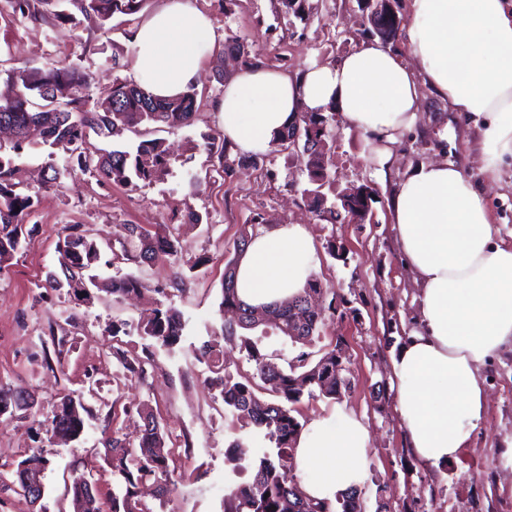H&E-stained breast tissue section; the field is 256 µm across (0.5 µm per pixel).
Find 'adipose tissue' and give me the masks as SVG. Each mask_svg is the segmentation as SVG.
Returning <instances> with one entry per match:
<instances>
[{"instance_id": "ef3b65f1", "label": "adipose tissue", "mask_w": 512, "mask_h": 512, "mask_svg": "<svg viewBox=\"0 0 512 512\" xmlns=\"http://www.w3.org/2000/svg\"><path fill=\"white\" fill-rule=\"evenodd\" d=\"M409 2L413 65L372 39L332 64L313 62L293 74L253 67L229 78L214 109L233 152L268 150L298 110L332 109L386 171L428 89L473 120L474 149L495 174L512 157V0ZM129 41L134 82L172 98L195 86L215 28L197 0H160ZM386 208L418 290V327L392 358L397 408L417 461L436 466L470 444L485 415L481 370L512 347V244L500 238L483 191L452 162L408 168ZM313 255L301 225L261 230L238 264L240 298L261 305L297 294ZM369 444L367 427L344 406L312 419L295 449L306 494L332 502L360 486Z\"/></svg>"}]
</instances>
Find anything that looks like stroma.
I'll return each mask as SVG.
<instances>
[{
	"label": "stroma",
	"mask_w": 512,
	"mask_h": 512,
	"mask_svg": "<svg viewBox=\"0 0 512 512\" xmlns=\"http://www.w3.org/2000/svg\"><path fill=\"white\" fill-rule=\"evenodd\" d=\"M312 10L297 18L275 9L272 0H198L215 22L217 41L208 53L196 87L195 121L183 128L157 131L171 153L169 171L151 184L123 185L101 179L95 172H76L51 182L52 167H64L63 156L49 158L46 146L23 145L12 151V137L0 134L4 157L10 158L15 178L33 195L35 204L23 222L33 236L0 270V386L24 392L33 407L20 419L0 423V465L13 468L22 458L41 452L49 461L44 495L30 504L11 492H0V512H73L70 470L90 475L103 501L112 498V472L103 460L102 442L119 434L137 443L139 418L125 407L146 403L158 417L180 476L165 501L149 499L161 512H224L227 486L249 480V460L228 462L224 452L238 436L252 448L268 440L243 421L225 416L218 389L207 377L196 349L213 339L224 321L220 307L224 258L233 249L244 224L262 214L267 226L300 224L315 252L311 269L324 299H346L358 318L327 317L312 345L292 344L273 326H262L250 337L273 362L284 364L301 351L317 360L337 336L347 347L346 375L351 389L341 401L317 399L304 403V419L330 414L345 405L359 416L370 433V469L362 485L367 512H375L377 487L388 484L394 512H512V467L504 462V445L512 439V349H504L482 370L487 392L485 417L468 448L439 466L425 467L415 459L405 439L394 393L371 397L373 384L390 381L391 361L416 327L417 290L399 258L395 232L389 222L386 198L397 177L411 165L445 159L464 166L482 187L502 238L512 237V163L497 178L484 175L479 156L470 148L473 128L458 119L446 102L424 92L415 128L397 148V163L386 180H377V161L364 158V141L355 130L337 126L336 141L327 155V171L337 188L367 184L377 193L370 221L330 224L303 205L300 192L307 176L302 161L284 153L269 155L257 169L223 164L218 153L203 147L206 138L221 134L215 101L224 94L223 76L238 71L229 63L223 73L215 64L224 55L228 36L244 43L251 62L293 73L311 62L333 63L360 40L357 0H310ZM136 16L113 18L109 29L84 24L34 20L0 0V96L10 94V68H49L75 65L91 76V100L105 99L114 80L129 77V67L113 69L114 52L131 57L128 42ZM197 213L200 223L188 221ZM92 229L101 260L91 272L101 279L131 275L140 282L139 294L113 302L109 293L89 289L77 295L46 286L49 273L60 272L57 243L66 225ZM139 225L158 231L162 225L180 229L182 250L177 259L149 263H112L126 227ZM348 250L347 262L331 259L329 238ZM182 271V290H173L174 271ZM182 312L184 336L174 349L146 339L144 321L157 303ZM63 324L67 342L60 364L47 368L43 342L49 326ZM146 356L147 377L116 387L120 365L116 352ZM82 399L90 408L79 440L64 442L49 433L55 405L62 395ZM120 412H113V403Z\"/></svg>",
	"instance_id": "obj_1"
}]
</instances>
